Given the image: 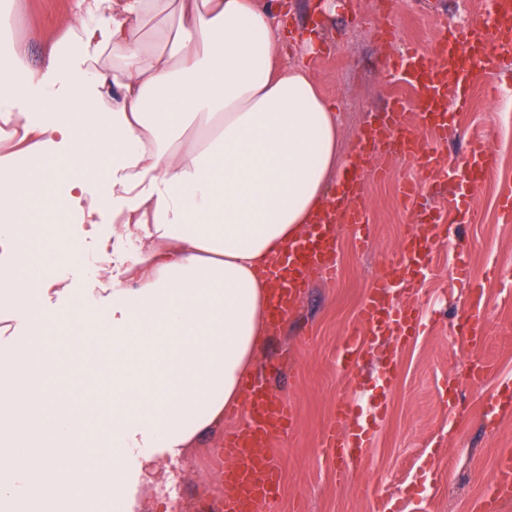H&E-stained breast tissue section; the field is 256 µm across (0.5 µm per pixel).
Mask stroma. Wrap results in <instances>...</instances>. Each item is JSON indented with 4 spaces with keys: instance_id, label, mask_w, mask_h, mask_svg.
Returning a JSON list of instances; mask_svg holds the SVG:
<instances>
[{
    "instance_id": "obj_1",
    "label": "stroma",
    "mask_w": 512,
    "mask_h": 512,
    "mask_svg": "<svg viewBox=\"0 0 512 512\" xmlns=\"http://www.w3.org/2000/svg\"><path fill=\"white\" fill-rule=\"evenodd\" d=\"M343 2L318 29L327 53L305 59L292 46L288 57L306 61L341 112V149L352 156L360 148L363 126L377 120L391 97L403 96L412 111L419 105L415 90L391 80V57L407 45L431 49L442 26L466 24L476 14L469 11V0H395L387 9L377 0ZM4 3L16 17L10 46L21 44L29 62L40 61L68 25L70 0H0ZM387 23L396 28L391 44L378 36ZM460 127L461 135L437 146L447 165L455 164L471 136L489 135L497 174L466 193L476 223L440 218L445 240L417 294L408 298L421 316L417 335L400 347L385 341L347 369L338 361L365 295L385 266L398 259L403 239L421 219L397 193L402 181L418 178L420 171L394 160L383 179L373 166L364 169L363 203L371 220L365 247L356 245L347 225H337V277L314 281L264 345L253 375L286 398L294 416L292 435L274 446L282 488L270 512H377L380 491L390 493L402 512L484 510L495 461L512 450V410L486 416L492 395L512 386V222L499 216L500 196L512 190V62L475 83ZM463 262L473 283L455 275ZM474 283L483 288L486 302L485 340L476 347L457 339L461 309ZM479 360L490 369L475 382L468 372ZM391 361L399 367L389 377L385 366ZM348 397L365 416L379 403L388 410L354 473L340 480L322 455L321 441L337 402ZM241 426V419L228 415L198 437L173 489L186 512H206L197 491L203 485L218 490L221 481L209 457L220 449L225 431Z\"/></svg>"
}]
</instances>
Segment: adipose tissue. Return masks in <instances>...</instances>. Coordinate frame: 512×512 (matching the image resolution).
<instances>
[{"label": "adipose tissue", "instance_id": "obj_1", "mask_svg": "<svg viewBox=\"0 0 512 512\" xmlns=\"http://www.w3.org/2000/svg\"><path fill=\"white\" fill-rule=\"evenodd\" d=\"M63 43L0 70V121L36 160L0 158V512H143L195 439L244 399L267 335L265 267L330 201L341 115L289 62L267 0H72ZM169 17L156 42L149 19ZM76 74L57 78L62 60ZM191 141H184L185 132ZM107 197L87 195L100 167ZM46 215L29 222L33 203ZM112 205L118 274L49 277L38 246ZM64 327L63 348L49 335Z\"/></svg>", "mask_w": 512, "mask_h": 512}]
</instances>
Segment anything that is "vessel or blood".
I'll list each match as a JSON object with an SVG mask.
<instances>
[{
	"label": "vessel or blood",
	"instance_id": "b4317fda",
	"mask_svg": "<svg viewBox=\"0 0 512 512\" xmlns=\"http://www.w3.org/2000/svg\"><path fill=\"white\" fill-rule=\"evenodd\" d=\"M512 58V0H489L479 21L467 26L443 28L435 47L414 50L391 61L389 71L399 81L417 90L422 104L408 114L402 97H393L378 123L360 133L362 151L351 165L348 178L336 197L330 218L310 225L305 237L289 243L287 249L268 267L267 277L276 283L272 319L281 322L315 279H334L336 240L334 224L349 225L357 239L368 234L370 217L362 202L361 173L373 159L388 162L402 157L415 163L422 180L402 183L399 193L408 209H415L423 192L425 178H437L446 167L436 150L449 129L456 127L461 112L467 110L475 72L487 74ZM497 164L495 151L484 141H471L453 170L462 182L473 185L484 179ZM443 236L435 218H428L419 231L402 243V258L389 264L370 289L359 309V326L353 327L341 344L343 362H355L358 353L383 339L405 342L419 331V314L410 305L396 300L393 288L411 293L418 276L428 267ZM483 294L472 288L462 317L460 333L471 344L477 343L483 317ZM250 424L244 430L224 434L223 455L229 466L223 469L224 512H265L280 493L282 477L274 461L276 440L291 434L292 409L282 398L269 393L255 379L243 386ZM386 418L384 407H377L370 424L357 423L347 401L336 405V416L323 432L322 446L336 467L338 478H348L371 441L376 427ZM493 503L512 502V453L502 454L495 465L490 487Z\"/></svg>",
	"mask_w": 512,
	"mask_h": 512
}]
</instances>
